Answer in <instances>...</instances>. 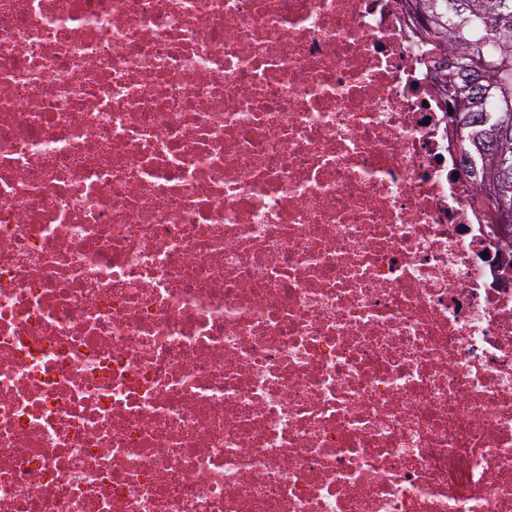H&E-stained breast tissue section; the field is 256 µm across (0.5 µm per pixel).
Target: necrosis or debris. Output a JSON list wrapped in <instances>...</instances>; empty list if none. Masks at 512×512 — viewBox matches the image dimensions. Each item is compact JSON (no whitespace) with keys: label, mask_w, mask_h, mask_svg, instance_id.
<instances>
[{"label":"necrosis or debris","mask_w":512,"mask_h":512,"mask_svg":"<svg viewBox=\"0 0 512 512\" xmlns=\"http://www.w3.org/2000/svg\"><path fill=\"white\" fill-rule=\"evenodd\" d=\"M402 0H0V512H512V230Z\"/></svg>","instance_id":"obj_1"}]
</instances>
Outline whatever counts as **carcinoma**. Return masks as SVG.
Wrapping results in <instances>:
<instances>
[{"label":"carcinoma","mask_w":512,"mask_h":512,"mask_svg":"<svg viewBox=\"0 0 512 512\" xmlns=\"http://www.w3.org/2000/svg\"><path fill=\"white\" fill-rule=\"evenodd\" d=\"M448 68L451 104L476 200L508 211L512 225V0H407Z\"/></svg>","instance_id":"cac0c4a2"}]
</instances>
